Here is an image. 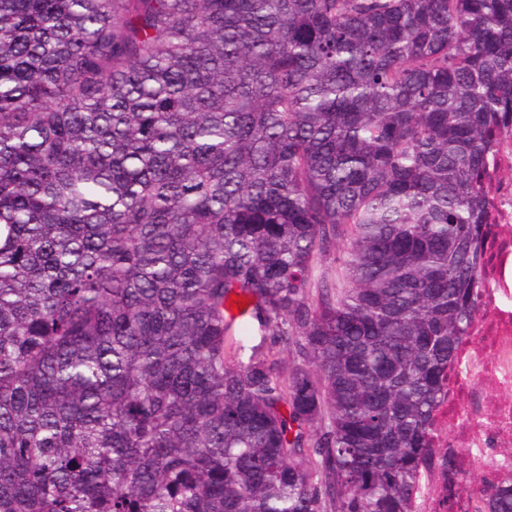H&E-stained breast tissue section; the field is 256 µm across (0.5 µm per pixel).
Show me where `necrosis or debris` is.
Wrapping results in <instances>:
<instances>
[{"instance_id": "necrosis-or-debris-1", "label": "necrosis or debris", "mask_w": 512, "mask_h": 512, "mask_svg": "<svg viewBox=\"0 0 512 512\" xmlns=\"http://www.w3.org/2000/svg\"><path fill=\"white\" fill-rule=\"evenodd\" d=\"M488 221L500 233L483 269V313L474 322L448 375L440 445L457 458L448 476L456 512H469L478 489L465 470L512 479V133L501 136L486 162Z\"/></svg>"}]
</instances>
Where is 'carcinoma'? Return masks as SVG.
Returning <instances> with one entry per match:
<instances>
[{"instance_id":"cac0c4a2","label":"carcinoma","mask_w":512,"mask_h":512,"mask_svg":"<svg viewBox=\"0 0 512 512\" xmlns=\"http://www.w3.org/2000/svg\"><path fill=\"white\" fill-rule=\"evenodd\" d=\"M506 112L512 0H0V512H416Z\"/></svg>"}]
</instances>
